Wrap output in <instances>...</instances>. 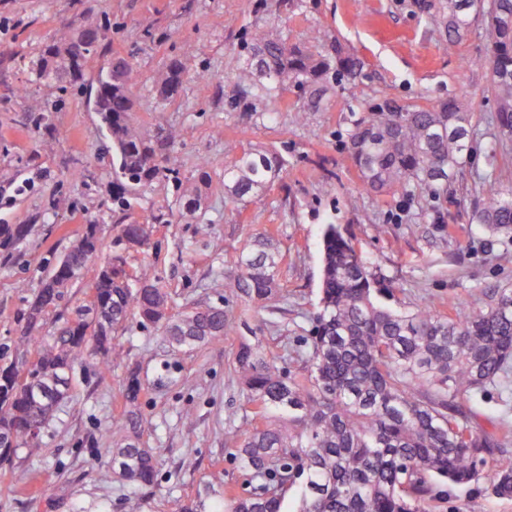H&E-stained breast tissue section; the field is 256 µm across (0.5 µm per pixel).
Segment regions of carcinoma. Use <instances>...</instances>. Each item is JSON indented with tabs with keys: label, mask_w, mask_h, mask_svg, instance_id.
I'll use <instances>...</instances> for the list:
<instances>
[{
	"label": "carcinoma",
	"mask_w": 512,
	"mask_h": 512,
	"mask_svg": "<svg viewBox=\"0 0 512 512\" xmlns=\"http://www.w3.org/2000/svg\"><path fill=\"white\" fill-rule=\"evenodd\" d=\"M486 22L489 81L497 107V144L512 141V0H444L428 23L455 46L471 11ZM87 25L48 41L37 70L42 78L78 82L100 38L81 35ZM246 62L237 75L241 97L269 104L293 88L298 117L326 108L330 86L357 77L360 58L338 38L313 32L304 44H288L276 29L245 34ZM182 59L167 62L155 89L183 85ZM95 110L112 149V204L127 206V194L170 179L167 150L177 134L153 142L131 120L134 101L129 68L120 59L99 73ZM471 112L455 99L429 106H401L389 97L351 112L344 149L364 189L409 195L422 188L441 200L454 171L470 158ZM286 159L276 151L247 147L224 167V201L235 206L260 199L282 176ZM207 163L197 178L172 188L182 210H199L210 186ZM477 223L512 242V188L491 183L475 215ZM153 214L137 224L114 226L112 254L105 258L83 302L49 336L42 318L65 299L96 257L95 225L89 224L63 256L48 261V280L23 314L12 344L0 346V460L32 448L68 397L76 367L94 365L103 376L124 361L118 331L130 317L165 336L177 351L224 338L233 328L222 306H197L177 315L159 278L128 266L126 253L152 245ZM243 247L224 273V292L260 307L280 297L282 254L272 239L242 225ZM388 294L364 266L357 243L336 225L321 237L318 310L309 338L284 361L260 341L243 340L232 371L260 423L228 430L225 442L239 467L251 475L246 495L224 493L210 512H430L435 487L483 483L498 499H512V450L496 433L473 422L463 407L512 372V285L489 288L464 316L453 318L423 306L409 311L384 307ZM143 384L128 372L127 411L112 419L113 474L140 487L156 480L155 459L142 446L138 404Z\"/></svg>",
	"instance_id": "obj_1"
}]
</instances>
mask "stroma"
Returning a JSON list of instances; mask_svg holds the SVG:
<instances>
[{
	"label": "stroma",
	"mask_w": 512,
	"mask_h": 512,
	"mask_svg": "<svg viewBox=\"0 0 512 512\" xmlns=\"http://www.w3.org/2000/svg\"><path fill=\"white\" fill-rule=\"evenodd\" d=\"M426 0H0V225L29 224L22 240L0 247V344L48 275L49 254H63L86 226L97 227L109 250L113 226L112 158L101 148L92 84L104 59L120 56L133 68L134 120L147 136L176 130L171 168L185 182L207 164L212 182L203 208L178 210L167 182L130 195L132 218L163 212L155 246L131 252L128 263L149 268L168 289L173 312L196 304L224 306L235 322L223 340L177 352L159 333L129 320L121 332L127 365L101 383L74 379L70 397L43 430L38 448L0 463V512H48L39 496L52 486L59 512H176L205 495L214 473L239 493L250 489L224 433L252 417L254 407L230 363L250 335L277 357L293 350L318 303L320 240L334 223L359 245L365 265L391 282L387 305L406 310L426 303L438 313L456 302L469 311L483 289L512 283V245L475 221L487 179L512 187V145L487 161L496 133L489 69L471 65L485 45V22L474 15L454 50L428 23ZM103 25V50L91 57L84 81L40 79L44 44L67 30ZM276 26L291 43L318 30L350 45L363 63L356 80L336 86L331 104L298 120L295 90L284 92L272 118L236 107L235 75L242 36ZM173 57L187 74L179 95L159 101L153 77ZM388 96L402 105L457 99L470 108V163L454 174L447 199L367 192L343 149L352 108ZM283 152L287 166L259 202L237 208L224 201V167L246 145ZM278 243L280 300L267 308L225 296V270L242 246V225ZM135 367L144 390L141 442L157 459L153 487L102 477L111 463L109 426L124 411L122 385ZM475 421L512 437V396L491 392L476 401ZM192 459L194 468L184 467ZM432 512H512V499L481 487L445 488Z\"/></svg>",
	"instance_id": "stroma-1"
}]
</instances>
